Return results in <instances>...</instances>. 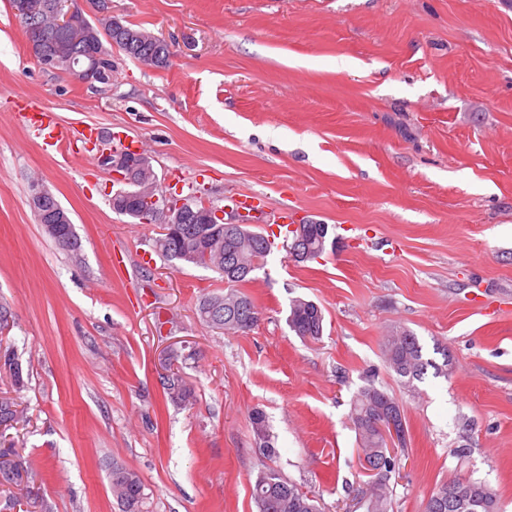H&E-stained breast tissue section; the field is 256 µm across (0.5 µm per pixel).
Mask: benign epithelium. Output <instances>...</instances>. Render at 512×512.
<instances>
[{"mask_svg":"<svg viewBox=\"0 0 512 512\" xmlns=\"http://www.w3.org/2000/svg\"><path fill=\"white\" fill-rule=\"evenodd\" d=\"M10 4L15 17L28 32L30 52L39 57L40 65L44 69L58 73L74 84L96 91L110 88L109 67L99 61L100 54L95 53L93 58L80 61L73 57L68 43L56 42L46 47L44 41L50 31L64 34L80 29L85 30L88 41H93L95 33L84 24L88 14L114 28L120 26V22L112 18V0H66L56 5L48 4L42 11L33 0H10ZM99 152L101 164L113 173L117 181L128 185L126 189L116 190L112 201L120 206L132 198L152 203L153 207L144 212L143 222L159 225L158 240L161 242L173 235L178 238L189 235L192 229L183 224V219L190 213L195 214L201 224L215 225V228L207 232L209 238L218 237L222 226L226 224L247 229L259 223L255 212L229 205L219 207L210 200L192 194H163L159 192L155 183L147 189L141 188L136 180V173L139 166L148 160V156L141 151L128 155L124 151L117 152L101 146ZM30 205L42 227L58 233L65 227L74 229L68 213L54 195L38 181L32 185ZM289 230L295 236L289 258L294 262L308 260V252L302 249L306 225L291 224ZM370 423L382 430L389 429L394 439L400 435L397 422L383 410L378 411Z\"/></svg>","mask_w":512,"mask_h":512,"instance_id":"1","label":"benign epithelium"}]
</instances>
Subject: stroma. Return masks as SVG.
Listing matches in <instances>:
<instances>
[{"mask_svg":"<svg viewBox=\"0 0 512 512\" xmlns=\"http://www.w3.org/2000/svg\"><path fill=\"white\" fill-rule=\"evenodd\" d=\"M123 24L170 46L164 69L112 53L102 95L43 71L0 0V335L29 372L17 444L53 512H120L113 464L144 485L142 512H257L267 466L348 512L366 477L351 401L367 381L409 430L393 512H424L442 482L480 478L512 512V0H112ZM71 128L43 147L16 96ZM145 145L161 191L216 205L268 197L277 237L245 286L261 312L227 336L197 307L213 270L163 262L158 227L112 208L87 163L89 128ZM39 180L70 214L80 254L37 224ZM327 224L335 251L291 261L286 224ZM325 314L317 341L291 299ZM447 346L449 377L404 387L384 336ZM178 369L192 404L162 386ZM268 420L267 458L249 424ZM325 315L314 301L297 297L290 301L287 324L302 340H318L324 331Z\"/></svg>","mask_w":512,"mask_h":512,"instance_id":"35a3bbf8","label":"stroma"}]
</instances>
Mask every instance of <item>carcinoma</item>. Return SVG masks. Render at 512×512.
I'll use <instances>...</instances> for the list:
<instances>
[{"label":"carcinoma","instance_id":"cac0c4a2","mask_svg":"<svg viewBox=\"0 0 512 512\" xmlns=\"http://www.w3.org/2000/svg\"><path fill=\"white\" fill-rule=\"evenodd\" d=\"M98 36V47L112 55V46H117L135 61L150 56L155 67L169 66V45L165 40L149 39L150 33L134 25H122L118 34L112 27H98L90 23ZM211 251L210 269L224 278V293L207 295L199 301L200 319L207 325L224 330L227 335L242 334L251 330L245 321L246 312L257 310L253 298L242 286L253 280V274L262 269L269 251L254 236L236 228L224 229V236L208 243ZM325 315L314 301L297 297L290 301L287 324L289 329L302 340H317L324 331ZM436 353L442 356V363L426 357L419 338L409 330L391 332L382 341V353L388 366L401 377L407 388L424 380L428 370L436 377L448 376L451 359L448 349L436 345ZM1 380L19 391L25 387V379L18 356L14 351L0 349ZM163 389L173 402L186 403L193 398L191 388L182 376L173 372L163 382ZM388 407L406 421L404 409L399 401L384 390L370 383L354 396L351 420L358 439L359 462L363 472L372 477L358 495L366 499L365 512H392L393 488L388 481L390 474L399 465V452L385 453L386 441L380 431L369 424V419L379 407ZM28 422L27 412L18 401L7 395H0V472L8 469L12 477L0 481V492H6L3 510L8 512L23 494L29 493L39 473L19 453L13 441L6 439L5 432ZM250 424L255 441L269 457L276 455L266 416L261 411L250 415ZM467 498L448 506V483L443 482L433 490L424 512H501L497 491L483 479H468ZM112 492L120 499L121 512H142L144 499L143 484L139 476L118 464L112 465ZM252 496L258 512H321L318 500L301 486L285 478L271 466L261 471L254 482Z\"/></svg>","mask_w":512,"mask_h":512}]
</instances>
